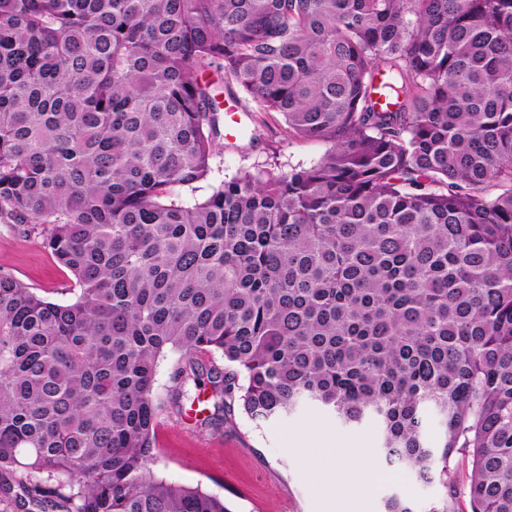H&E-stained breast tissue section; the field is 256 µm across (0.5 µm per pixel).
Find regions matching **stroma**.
<instances>
[{
	"mask_svg": "<svg viewBox=\"0 0 512 512\" xmlns=\"http://www.w3.org/2000/svg\"><path fill=\"white\" fill-rule=\"evenodd\" d=\"M327 149V143L289 135L278 113H251L244 136L217 147L211 179L198 183L192 196L206 198L213 186L242 169L278 173L311 166ZM0 269L47 300L65 303L77 296L73 275L55 261L41 237L21 232L4 217H0ZM319 437L371 449L379 445L374 425L345 426L316 408L258 427L238 404L231 403L215 425L203 424L198 413L165 418L158 429V454L151 471L155 477L224 498L231 512H332V496L320 472L307 462L314 452L312 442ZM373 463L378 480L363 512H380L384 498L395 492L410 495L418 512H430L445 496L439 484L419 483L378 457Z\"/></svg>",
	"mask_w": 512,
	"mask_h": 512,
	"instance_id": "stroma-1",
	"label": "stroma"
}]
</instances>
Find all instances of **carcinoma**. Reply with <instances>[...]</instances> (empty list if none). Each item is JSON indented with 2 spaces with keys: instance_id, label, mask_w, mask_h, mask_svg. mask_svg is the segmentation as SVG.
I'll use <instances>...</instances> for the list:
<instances>
[{
  "instance_id": "1",
  "label": "carcinoma",
  "mask_w": 512,
  "mask_h": 512,
  "mask_svg": "<svg viewBox=\"0 0 512 512\" xmlns=\"http://www.w3.org/2000/svg\"><path fill=\"white\" fill-rule=\"evenodd\" d=\"M220 93L328 151L188 201ZM0 216L79 290L0 271V502L231 512L151 473L205 386L375 423L431 512L467 454L472 512H512V0H0ZM178 355L169 354L167 358L160 362L157 373V393L164 401L166 400L168 390L172 385V374L177 366Z\"/></svg>"
}]
</instances>
